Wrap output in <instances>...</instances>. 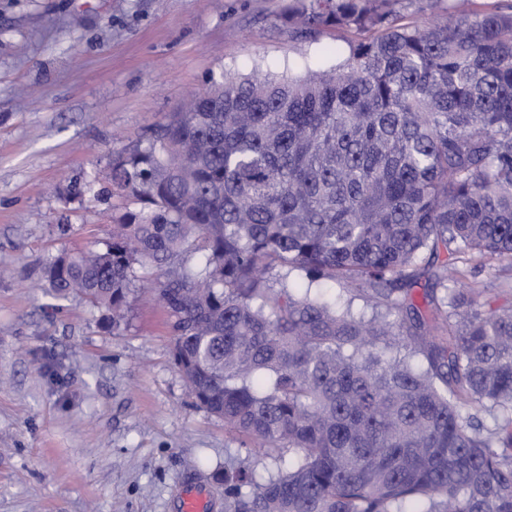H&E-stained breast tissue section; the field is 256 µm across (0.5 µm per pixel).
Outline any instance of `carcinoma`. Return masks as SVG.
<instances>
[{
	"mask_svg": "<svg viewBox=\"0 0 512 512\" xmlns=\"http://www.w3.org/2000/svg\"><path fill=\"white\" fill-rule=\"evenodd\" d=\"M436 2L299 0V34H359L336 66L207 85L112 152V241L44 267L114 329L144 282L195 404L277 452L224 468V512H512V305L447 285L512 262V5Z\"/></svg>",
	"mask_w": 512,
	"mask_h": 512,
	"instance_id": "1",
	"label": "carcinoma"
}]
</instances>
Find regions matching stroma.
Returning <instances> with one entry per match:
<instances>
[{"label": "stroma", "mask_w": 512, "mask_h": 512, "mask_svg": "<svg viewBox=\"0 0 512 512\" xmlns=\"http://www.w3.org/2000/svg\"><path fill=\"white\" fill-rule=\"evenodd\" d=\"M290 0H0V512H176L196 472L237 455L177 371L166 312L144 291L112 329L40 288L64 252L100 249L121 213L106 177L208 80L300 76L346 31L300 36ZM482 303L512 304V263L473 262Z\"/></svg>", "instance_id": "35a3bbf8"}]
</instances>
